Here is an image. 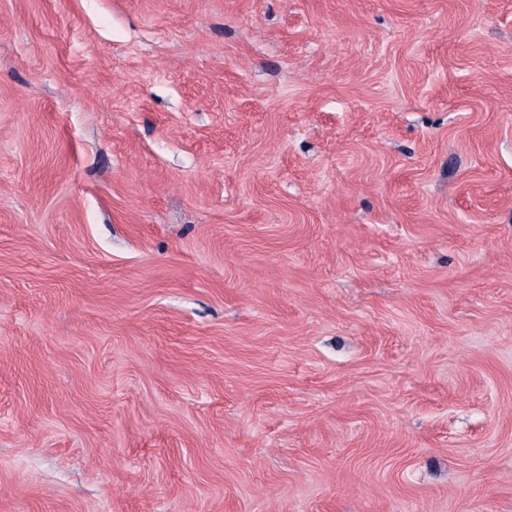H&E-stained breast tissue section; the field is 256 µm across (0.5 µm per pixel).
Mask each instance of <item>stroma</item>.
Here are the masks:
<instances>
[{"mask_svg":"<svg viewBox=\"0 0 512 512\" xmlns=\"http://www.w3.org/2000/svg\"><path fill=\"white\" fill-rule=\"evenodd\" d=\"M0 512H512V0H0Z\"/></svg>","mask_w":512,"mask_h":512,"instance_id":"stroma-1","label":"stroma"}]
</instances>
